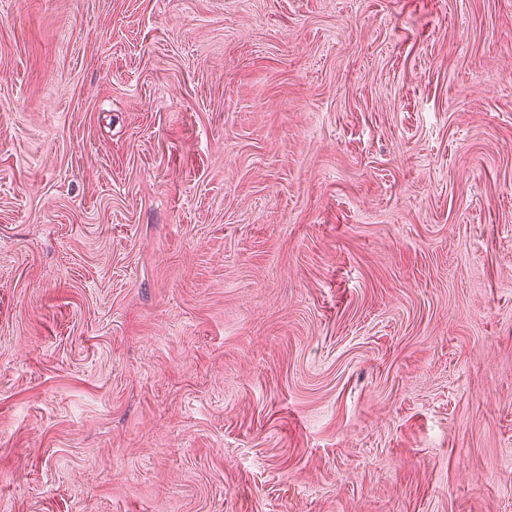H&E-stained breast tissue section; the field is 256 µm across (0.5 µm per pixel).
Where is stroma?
<instances>
[{
  "instance_id": "stroma-1",
  "label": "stroma",
  "mask_w": 512,
  "mask_h": 512,
  "mask_svg": "<svg viewBox=\"0 0 512 512\" xmlns=\"http://www.w3.org/2000/svg\"><path fill=\"white\" fill-rule=\"evenodd\" d=\"M0 512H512V0H0Z\"/></svg>"
}]
</instances>
